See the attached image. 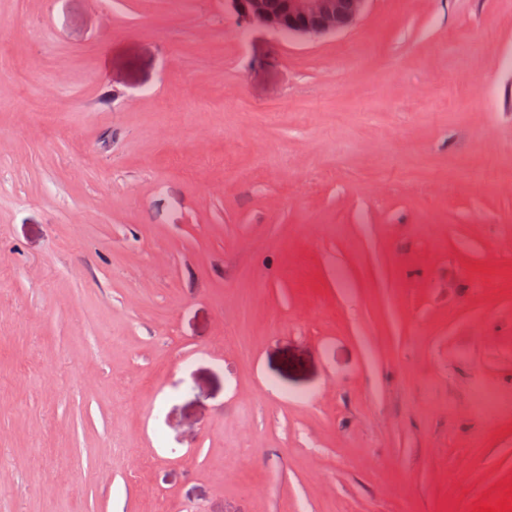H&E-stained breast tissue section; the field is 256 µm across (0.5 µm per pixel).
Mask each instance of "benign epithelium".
<instances>
[{"label":"benign epithelium","instance_id":"7a95c632","mask_svg":"<svg viewBox=\"0 0 512 512\" xmlns=\"http://www.w3.org/2000/svg\"><path fill=\"white\" fill-rule=\"evenodd\" d=\"M245 27L278 35L315 38L344 31L362 16L369 0H226Z\"/></svg>","mask_w":512,"mask_h":512}]
</instances>
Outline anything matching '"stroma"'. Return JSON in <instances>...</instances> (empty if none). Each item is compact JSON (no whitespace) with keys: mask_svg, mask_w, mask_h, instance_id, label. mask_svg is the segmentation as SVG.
<instances>
[{"mask_svg":"<svg viewBox=\"0 0 512 512\" xmlns=\"http://www.w3.org/2000/svg\"><path fill=\"white\" fill-rule=\"evenodd\" d=\"M509 169L512 0H0V512L496 505ZM245 27L278 35L315 38L344 31L362 16L369 0H226Z\"/></svg>","mask_w":512,"mask_h":512,"instance_id":"stroma-1","label":"stroma"}]
</instances>
